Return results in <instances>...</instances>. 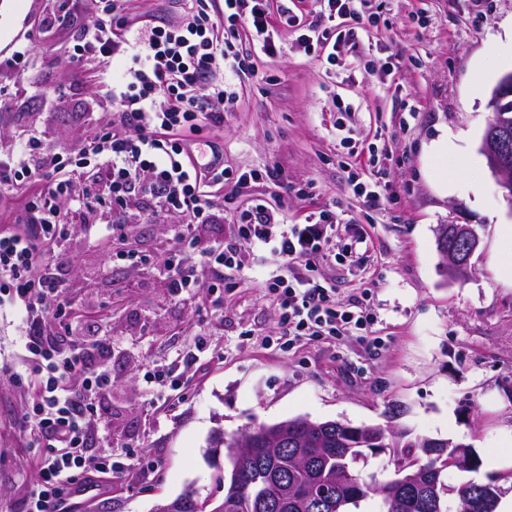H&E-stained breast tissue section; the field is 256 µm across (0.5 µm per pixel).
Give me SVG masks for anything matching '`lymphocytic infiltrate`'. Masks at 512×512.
I'll return each instance as SVG.
<instances>
[{"mask_svg": "<svg viewBox=\"0 0 512 512\" xmlns=\"http://www.w3.org/2000/svg\"><path fill=\"white\" fill-rule=\"evenodd\" d=\"M358 2L315 0V20L289 15L285 23L298 29L297 41L306 52L332 62L341 47L357 43L365 23ZM97 3L94 24L84 30L71 60L94 53L131 58L108 88L115 118L103 123L74 161L36 140L20 154L0 156V192L26 181L44 185L30 198L25 223L0 226V307L20 317L23 367L12 376L36 395L19 421L38 431L45 448L23 512H55V501L70 496L75 484L94 486L130 466L151 469L134 451L121 460L106 455L95 465L86 462L95 395L108 382V348L101 343L61 348L47 337L46 310H53L59 331L68 329L62 283L46 269L49 250L67 232L65 206L87 216L90 233L96 229L90 218L102 204L125 207L135 191L159 198L166 212L187 216L176 233L180 250L163 261L165 285L176 294L199 287L201 268L212 272L211 288L225 287V271L244 263L241 244L269 251L278 266L266 287L282 332L267 337V344L293 347L346 336L365 329L371 319L366 294L338 299L334 282L316 273L330 253L335 212L313 210L303 223L289 224L281 207L254 200L239 210L230 241L203 247L197 240L198 226L219 216L211 187L229 183L241 190L254 181H278L272 168L233 171L217 161L200 169L184 150L200 124L223 132L225 113L238 105L228 75L254 72L255 58L281 54L269 0H224L219 13L212 0H186L187 22L170 25L125 16L126 0ZM243 29L253 42L247 53L238 47Z\"/></svg>", "mask_w": 512, "mask_h": 512, "instance_id": "1", "label": "lymphocytic infiltrate"}]
</instances>
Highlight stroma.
<instances>
[{
  "instance_id": "1",
  "label": "stroma",
  "mask_w": 512,
  "mask_h": 512,
  "mask_svg": "<svg viewBox=\"0 0 512 512\" xmlns=\"http://www.w3.org/2000/svg\"><path fill=\"white\" fill-rule=\"evenodd\" d=\"M66 8L70 21L44 20ZM375 23L336 63L306 54L295 35L282 55L257 60L256 76L235 79L240 98L224 116V164L242 170L275 167L281 183L310 185L313 195L282 194L287 223L307 212L335 211L337 241L361 229L364 244L351 261L330 260L319 270L334 280L339 298L368 290L374 318L370 339L340 336L291 348L265 347L278 316L265 295L275 258L250 251L236 288L216 299L197 288L172 296L160 262L175 248L180 216L147 214L140 200L124 210L95 213L105 232L88 238L78 215L55 246L73 332L68 344L109 345V383L97 393L99 418L86 456L137 450L158 470L133 467L98 492L83 512H153L156 504L193 486L222 501L223 458L207 457L214 433L296 416L355 426L392 425L414 436L470 446L481 460L472 473L449 468L457 486L494 476L512 492V281L492 265V254H512L497 227L512 222L480 143L490 118L488 101L499 77L512 70V0H366ZM423 22H415L414 14ZM95 19L94 0H0V51L28 38L27 63L0 68V153L37 136L44 148L78 153L113 113L104 85L123 60L69 58ZM392 67L364 69L377 46ZM350 117L337 127L339 107ZM447 137L448 152L432 145ZM373 143L384 173L363 170L379 183L382 205L354 196L345 138ZM125 227L112 241L107 227ZM469 224L480 245L473 275L448 280L440 271L435 230ZM118 251L150 255L141 264L115 259ZM204 350H197L198 338ZM198 353L183 374L181 399L153 401L143 375ZM34 394L0 374V512H21L37 478L36 432L19 415Z\"/></svg>"
}]
</instances>
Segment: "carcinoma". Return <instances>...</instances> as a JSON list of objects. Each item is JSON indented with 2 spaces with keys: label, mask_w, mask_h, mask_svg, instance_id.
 Instances as JSON below:
<instances>
[{
  "label": "carcinoma",
  "mask_w": 512,
  "mask_h": 512,
  "mask_svg": "<svg viewBox=\"0 0 512 512\" xmlns=\"http://www.w3.org/2000/svg\"><path fill=\"white\" fill-rule=\"evenodd\" d=\"M252 434L257 455L245 463L248 471H262L263 486L239 485L236 463L228 461L229 475L223 501L211 512H331L316 508L307 497L308 488L330 482L333 497L353 495L350 504L377 495L383 512H424L425 495L434 492L447 512L448 496H453L455 512H496L501 489L491 478L480 484L469 481L448 488L444 472L448 454L466 448L461 443L439 448L430 437H409L380 425L355 427L339 420L313 421L294 417L280 422L255 424L228 437L219 433L211 440V453L238 449L240 438ZM374 448L388 449L395 469L415 475V483L390 493L383 482L367 477L358 464Z\"/></svg>",
  "instance_id": "obj_1"
}]
</instances>
